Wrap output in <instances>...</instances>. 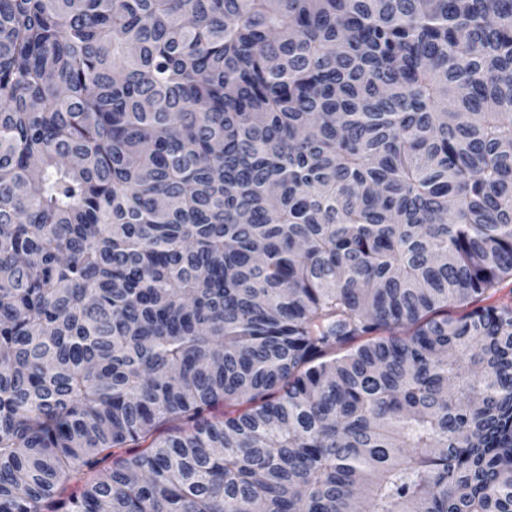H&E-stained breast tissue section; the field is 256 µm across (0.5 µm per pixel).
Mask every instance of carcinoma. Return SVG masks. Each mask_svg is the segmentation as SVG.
Masks as SVG:
<instances>
[{"label": "carcinoma", "instance_id": "obj_1", "mask_svg": "<svg viewBox=\"0 0 512 512\" xmlns=\"http://www.w3.org/2000/svg\"><path fill=\"white\" fill-rule=\"evenodd\" d=\"M506 279L512 0H0V512H512Z\"/></svg>", "mask_w": 512, "mask_h": 512}]
</instances>
